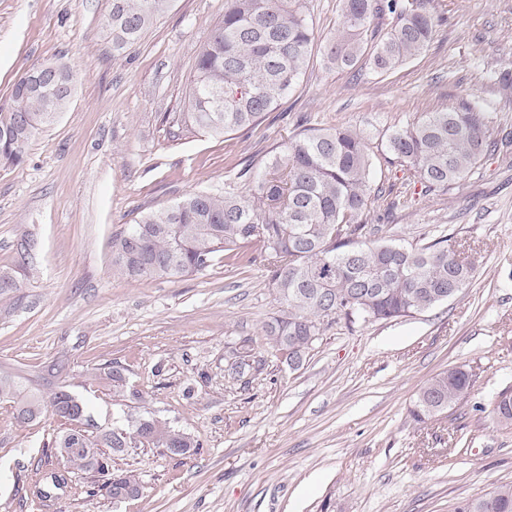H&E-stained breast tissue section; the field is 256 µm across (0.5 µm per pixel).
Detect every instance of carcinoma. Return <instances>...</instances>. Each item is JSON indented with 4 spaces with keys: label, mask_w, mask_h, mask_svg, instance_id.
I'll list each match as a JSON object with an SVG mask.
<instances>
[{
    "label": "carcinoma",
    "mask_w": 512,
    "mask_h": 512,
    "mask_svg": "<svg viewBox=\"0 0 512 512\" xmlns=\"http://www.w3.org/2000/svg\"><path fill=\"white\" fill-rule=\"evenodd\" d=\"M434 2L343 0L340 27L324 50L327 65L344 72L364 63L390 76L427 52L440 21ZM170 3L112 0V52L137 44ZM380 19L388 20L387 30L375 25ZM314 39L310 0H224V18L197 58L188 111L172 120L171 138L192 131L223 137L259 125L297 84ZM56 67L32 94L22 92L23 81L14 84L10 109L0 112V165H22L30 140L66 108L74 73ZM498 148L487 113L467 105L423 112L378 138L341 125L299 124L261 174L240 173L247 191L190 192L127 225L112 240L113 269L133 280L181 279L205 271L219 256L228 266L261 261L283 305L265 328L266 339L301 364L334 323L350 328L412 317L457 297L450 293L454 284L467 287L473 267L450 237L394 239L372 217L379 203L388 215L411 207L417 188L425 196L452 194ZM382 166L388 175L376 185ZM253 246L256 255L248 253ZM34 267L16 252L14 266L0 269V293L18 291L20 271ZM328 303L341 314L325 318ZM66 369L59 358L48 376L29 378L0 365V403L21 423L51 412L64 426L54 448L67 466L105 471L101 448L123 452L139 443L184 455L197 447L190 433L149 412L128 417L126 429L81 433L85 405L60 383ZM99 379L109 382L112 397L143 402L127 389L122 369L112 367ZM470 390L469 373L451 367L420 388L410 413L417 421L444 414L461 406ZM493 412L501 426L512 427V391L499 394ZM105 487L118 502L141 492L132 473L112 475ZM456 512H512V483L460 502Z\"/></svg>",
    "instance_id": "cac0c4a2"
}]
</instances>
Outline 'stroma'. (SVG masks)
<instances>
[{"instance_id":"1","label":"stroma","mask_w":512,"mask_h":512,"mask_svg":"<svg viewBox=\"0 0 512 512\" xmlns=\"http://www.w3.org/2000/svg\"><path fill=\"white\" fill-rule=\"evenodd\" d=\"M315 40L297 85L263 123L223 139H171L195 63L224 0H172L131 50L116 54L110 0H0V112L33 65L58 59L76 75L65 112L0 167V268L28 234L36 270L0 295V364L35 376L64 357L62 381L88 403L84 428L127 425L126 406L93 368L119 363L145 407L191 432L198 448L105 450L131 471L139 498L113 501L102 475L65 472L49 449L50 413L17 422L0 405V512H453L512 483V428L492 412L512 390V157L486 159L451 196L417 197L390 217L397 238L453 234L474 276L453 301L397 321L329 327L303 365L288 368L264 329L281 308L262 263L215 261L176 281L112 271V239L189 192L243 188L266 151L310 126L370 134L421 113L469 104L512 135V0H438L426 56L382 78L329 68L324 46L341 0H311ZM248 364L236 373L238 360ZM467 370V401L414 421L421 386ZM66 473L39 497V480Z\"/></svg>"}]
</instances>
